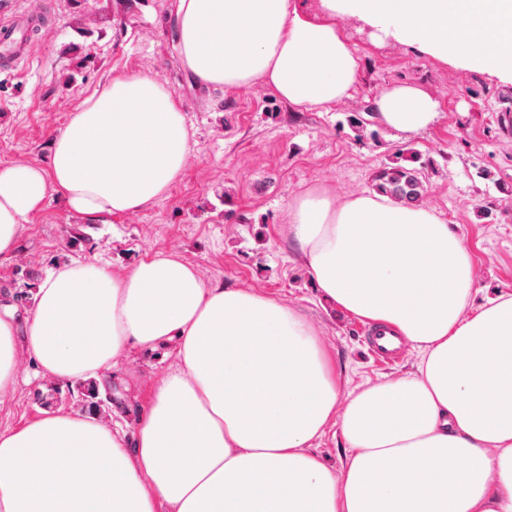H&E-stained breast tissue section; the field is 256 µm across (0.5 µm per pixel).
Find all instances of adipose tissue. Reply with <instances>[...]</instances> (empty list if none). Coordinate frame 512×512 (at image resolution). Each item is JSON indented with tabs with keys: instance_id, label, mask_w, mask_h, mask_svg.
Segmentation results:
<instances>
[{
	"instance_id": "ef3b65f1",
	"label": "adipose tissue",
	"mask_w": 512,
	"mask_h": 512,
	"mask_svg": "<svg viewBox=\"0 0 512 512\" xmlns=\"http://www.w3.org/2000/svg\"><path fill=\"white\" fill-rule=\"evenodd\" d=\"M443 62L512 77V0H176L179 58L205 89L263 87L296 108L350 97L359 64L338 19ZM399 131L436 104L398 84L376 99ZM192 153L178 98L117 77L55 137L48 169L0 167V256L48 194L89 220L162 199ZM290 232L325 299L416 342L418 374L342 394L314 330L278 301L161 252L114 274L81 259L50 273L32 309H0V392L18 344L43 376L97 379L128 350L174 344L126 435L81 412L0 435V512H512V294L466 308L472 256L438 215L380 194L294 197ZM353 455L331 471L306 447L332 413Z\"/></svg>"
}]
</instances>
